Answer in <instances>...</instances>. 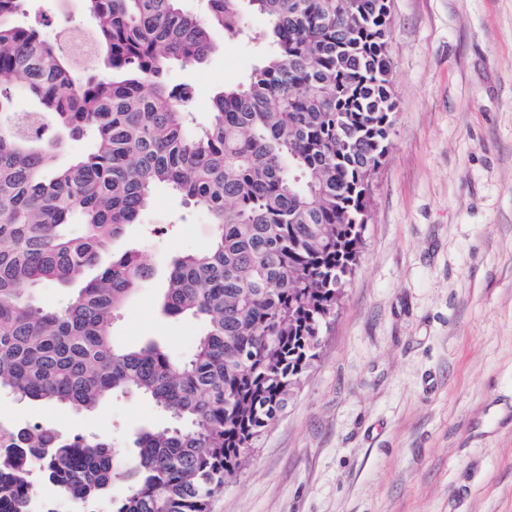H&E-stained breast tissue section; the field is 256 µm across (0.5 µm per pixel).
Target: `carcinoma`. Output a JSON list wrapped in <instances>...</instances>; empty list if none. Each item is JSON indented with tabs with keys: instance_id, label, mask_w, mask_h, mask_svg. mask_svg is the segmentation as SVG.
<instances>
[{
	"instance_id": "obj_1",
	"label": "carcinoma",
	"mask_w": 512,
	"mask_h": 512,
	"mask_svg": "<svg viewBox=\"0 0 512 512\" xmlns=\"http://www.w3.org/2000/svg\"><path fill=\"white\" fill-rule=\"evenodd\" d=\"M270 26L246 81L217 93L192 129L167 72L245 34L242 2ZM87 0L93 59L80 63L24 0H0V391L91 411L136 395L168 418L136 452L51 427H16L0 447V512H209L285 410L336 314L363 248L370 169L394 122L390 0ZM35 103L20 112L17 100ZM88 138L65 166L59 136ZM165 186L204 209L210 248L178 253L160 307L202 323L192 355L156 341L120 347L112 320L153 276L139 251H111ZM83 225L80 235L70 226ZM77 286L65 304L35 290ZM124 493L112 495V488Z\"/></svg>"
}]
</instances>
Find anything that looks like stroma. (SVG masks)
Returning <instances> with one entry per match:
<instances>
[{
  "label": "stroma",
  "mask_w": 512,
  "mask_h": 512,
  "mask_svg": "<svg viewBox=\"0 0 512 512\" xmlns=\"http://www.w3.org/2000/svg\"><path fill=\"white\" fill-rule=\"evenodd\" d=\"M396 122L372 181L355 274L288 406L211 512H512V0H392ZM47 35L84 27L81 0H28ZM253 41L212 34L213 52L173 65L191 88L192 128L223 86L260 61ZM208 215L165 187L113 248L153 268L112 325L189 355L199 322L160 312L175 252L209 248ZM16 424L94 434L130 452L165 424L127 397L94 411L0 395Z\"/></svg>",
  "instance_id": "1"
}]
</instances>
